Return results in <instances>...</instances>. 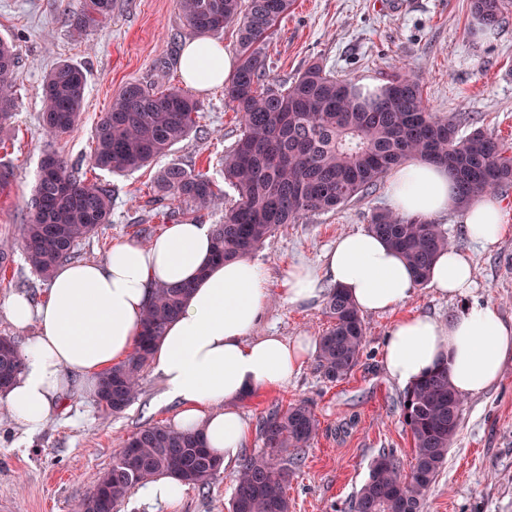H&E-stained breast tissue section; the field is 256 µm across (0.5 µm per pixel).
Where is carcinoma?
Masks as SVG:
<instances>
[{
    "label": "carcinoma",
    "mask_w": 512,
    "mask_h": 512,
    "mask_svg": "<svg viewBox=\"0 0 512 512\" xmlns=\"http://www.w3.org/2000/svg\"><path fill=\"white\" fill-rule=\"evenodd\" d=\"M179 6L194 33L215 35L227 24L237 25L238 66L224 85V101L241 114L242 134L224 155V179L237 199L213 226L216 260L251 254L285 225L336 210L411 160L446 166L457 182L460 207L512 187V151L481 128L462 135L459 120L429 112L420 82L402 68L387 75L376 95L363 94L315 61L285 88L265 84V45L293 0H179ZM505 9V0H471L472 14L486 28L498 25ZM111 14L112 0H82L72 15V30L80 36ZM15 68L14 46L0 38V144L12 132ZM86 83L82 67L70 62L47 74L41 123L48 135L61 136L78 123ZM202 111V103L179 87L160 91L129 83L95 126L91 165L115 174L147 167L189 137ZM157 189L177 203L168 213L170 221L224 203V189L214 178L178 164L159 171ZM111 211L109 187L78 175L58 154L45 153L20 228L26 262L49 280L80 242L110 223ZM369 231L402 253L420 285L428 282L434 259L450 245L440 225L391 211L374 213ZM190 294L187 285L155 290L134 351L100 378L97 398L105 410L121 412L136 397L155 343ZM325 312L329 325L319 338L316 366L324 379L336 382L359 364L366 327L352 301L335 286L326 293ZM20 362L15 343L0 337V389L15 379ZM403 402L413 439L410 472L401 469L393 452H379L351 512H422L447 461L463 405L448 382V368L407 389ZM319 430L318 418L305 404L270 412L261 424L262 449L245 457L237 473L229 512H290L288 451L300 454ZM215 459L200 433L145 426L123 442L80 512H114L137 486L159 474L204 488L221 473L214 469Z\"/></svg>",
    "instance_id": "1"
}]
</instances>
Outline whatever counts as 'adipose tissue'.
Masks as SVG:
<instances>
[{
    "label": "adipose tissue",
    "mask_w": 512,
    "mask_h": 512,
    "mask_svg": "<svg viewBox=\"0 0 512 512\" xmlns=\"http://www.w3.org/2000/svg\"><path fill=\"white\" fill-rule=\"evenodd\" d=\"M179 68L188 84L206 89L227 82L236 61L219 43L198 37L185 44ZM457 193L446 167L422 161L393 170L387 185L393 212L426 218L457 211L465 235L495 249L512 229L499 202L486 196L460 210ZM212 246L210 225L171 224L149 242L113 244L104 262L57 266L40 304L12 295L9 321L19 329L35 326L36 332L21 350L15 381L0 391V406L27 430H38L67 398L95 393L103 372L132 353L154 288L188 284L192 294L152 356L163 388L159 403L176 404L173 429L202 431L225 465L237 463L250 437L240 403L287 385L318 345L310 336L258 334L269 299L264 271L246 256L213 263ZM428 283L444 296L469 295L475 270L467 253L453 246L441 252ZM327 284L344 289L363 313L403 305L417 287L403 256L369 231L340 236L322 264L292 266L281 294L289 304L307 305ZM381 363L404 387L447 367L456 393L474 397L512 366V322L488 303L465 306L445 322L427 315L404 318L387 336Z\"/></svg>",
    "instance_id": "1"
}]
</instances>
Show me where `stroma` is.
I'll return each instance as SVG.
<instances>
[{"instance_id":"35a3bbf8","label":"stroma","mask_w":512,"mask_h":512,"mask_svg":"<svg viewBox=\"0 0 512 512\" xmlns=\"http://www.w3.org/2000/svg\"><path fill=\"white\" fill-rule=\"evenodd\" d=\"M79 6L80 0H0V36L14 42L18 57L14 136L0 145V165L15 175L13 193L0 198V241L13 243L11 261L0 269V337L20 347L28 333L9 322L3 306L10 295L32 290L41 298L47 288L17 244L46 152L58 153L87 178L112 188L110 224L77 247L78 261L101 262L114 243L140 240L144 228L155 235L166 228L162 213L171 202L152 188L159 169L176 163L223 182L222 159L241 131L239 114L217 85L197 95L203 112L196 132L152 166L124 176L92 168L93 130L113 96L130 83L162 89L181 85L179 58L194 34L177 0H113L111 18L78 37L71 19ZM268 54L267 80L273 86L291 83L313 60L337 78L380 84L394 67L406 65L418 76L429 111L461 119V133L480 127L512 147V11L489 29L472 15L470 0H295L274 31ZM63 61L87 73L85 107L78 125L52 140L40 124L42 84ZM388 206L382 181L334 211L286 225L253 252L270 292L259 333L320 336L328 325L325 304H288L280 293L288 268L319 264L338 237L366 230L373 213ZM435 221L472 259L474 300L491 303L512 322V233L486 251L465 236L456 213ZM462 306L420 286L405 304L365 315L363 355L347 378L327 382L310 362L287 386L242 403L255 429L271 409L295 403L309 405L320 422L317 437L290 473L291 512H351L379 451H393L402 468L410 467L413 440L403 418L404 390L383 370L384 341L403 318L428 315L444 322ZM161 392L160 378L149 366L138 396L124 411L112 414L95 397H74L34 433L0 407V503L9 512H78L124 440L142 426L171 423L176 407L158 406ZM235 474L231 467L206 489L187 488L177 509L134 493L118 512H227ZM422 512H512V366L491 389L464 400L448 459Z\"/></svg>"}]
</instances>
